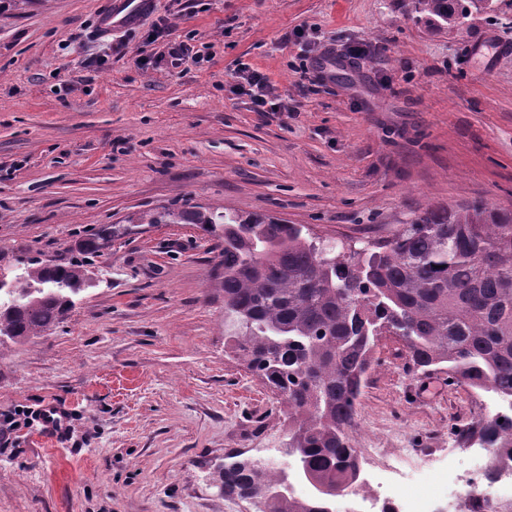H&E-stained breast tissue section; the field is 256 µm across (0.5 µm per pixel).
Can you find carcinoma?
<instances>
[{
	"label": "carcinoma",
	"instance_id": "1",
	"mask_svg": "<svg viewBox=\"0 0 512 512\" xmlns=\"http://www.w3.org/2000/svg\"><path fill=\"white\" fill-rule=\"evenodd\" d=\"M417 21L453 28L492 0H413ZM148 224H198L224 240V312L236 331L230 349L288 408L289 445L301 469L344 491L359 473L348 429L357 414L373 350L384 333L399 337L417 370L448 371L512 407V209L474 203L412 217L385 242L338 252L301 224L261 215L161 208ZM90 261L31 260L0 282V344L28 340L59 322L74 297L92 286ZM465 443L492 450L490 467L507 463L512 414L478 430H455ZM283 471L248 460L224 471V496L258 499ZM318 495L265 500L263 512H323Z\"/></svg>",
	"mask_w": 512,
	"mask_h": 512
}]
</instances>
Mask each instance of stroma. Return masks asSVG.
Wrapping results in <instances>:
<instances>
[{
	"instance_id": "obj_1",
	"label": "stroma",
	"mask_w": 512,
	"mask_h": 512,
	"mask_svg": "<svg viewBox=\"0 0 512 512\" xmlns=\"http://www.w3.org/2000/svg\"><path fill=\"white\" fill-rule=\"evenodd\" d=\"M108 2L0 0V270L112 231L63 320L0 345V412L26 416L0 447V512H257L225 497L224 464L286 449L288 419L226 346L220 241L139 216L268 215L359 250L432 208L512 209V9L451 29L411 0H151L107 31ZM155 30L217 54L143 64ZM242 62L282 111L234 92ZM50 402L70 427L46 445ZM495 409L385 334L349 436L463 470L451 426Z\"/></svg>"
}]
</instances>
